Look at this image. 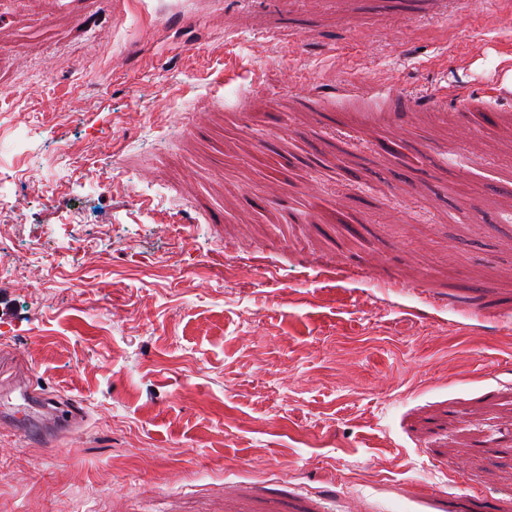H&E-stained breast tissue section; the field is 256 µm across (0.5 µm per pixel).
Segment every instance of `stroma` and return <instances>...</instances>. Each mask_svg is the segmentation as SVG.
Wrapping results in <instances>:
<instances>
[{
	"label": "stroma",
	"instance_id": "1",
	"mask_svg": "<svg viewBox=\"0 0 512 512\" xmlns=\"http://www.w3.org/2000/svg\"><path fill=\"white\" fill-rule=\"evenodd\" d=\"M511 13L0 0V512H512Z\"/></svg>",
	"mask_w": 512,
	"mask_h": 512
}]
</instances>
